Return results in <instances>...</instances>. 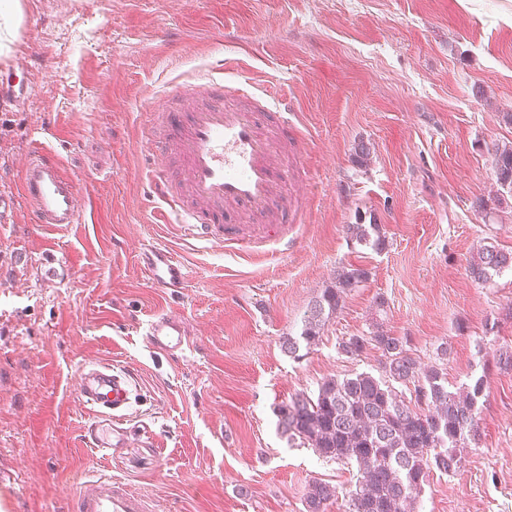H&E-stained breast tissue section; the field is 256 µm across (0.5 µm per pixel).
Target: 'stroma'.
<instances>
[{"instance_id": "35a3bbf8", "label": "stroma", "mask_w": 512, "mask_h": 512, "mask_svg": "<svg viewBox=\"0 0 512 512\" xmlns=\"http://www.w3.org/2000/svg\"><path fill=\"white\" fill-rule=\"evenodd\" d=\"M0 69L32 90L0 101V193L17 188L35 141L54 147L97 205L90 224L0 223V502L66 512L80 481L112 474L155 512H305L309 483L347 489L354 470L288 440L276 410L328 376L379 374L341 339L375 327L444 369L449 389L486 378L478 443L452 475L433 473L418 512H512V272L487 284L466 267L482 244L512 250V210H476L499 185L493 145H512V0H21ZM299 113L307 212L285 253L246 258L160 223L137 175L149 109L218 64ZM370 141L368 165L354 160ZM374 212L389 245L349 239ZM167 248L184 288L151 287L137 253ZM370 277L311 348L290 357L312 300L337 267ZM386 300L377 309L376 296ZM159 311L180 316L188 349L153 352ZM135 379L129 441L92 456L75 396L81 364Z\"/></svg>"}]
</instances>
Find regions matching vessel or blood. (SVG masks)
<instances>
[{
	"instance_id": "vessel-or-blood-1",
	"label": "vessel or blood",
	"mask_w": 512,
	"mask_h": 512,
	"mask_svg": "<svg viewBox=\"0 0 512 512\" xmlns=\"http://www.w3.org/2000/svg\"><path fill=\"white\" fill-rule=\"evenodd\" d=\"M155 127L140 167L145 187L164 223L185 226L189 235L244 257L272 244L287 252L295 244L292 225L300 207L287 192L302 166L305 134L297 114L267 93L223 78L177 84L154 101ZM20 198L32 224H79L88 199L65 173L57 153L36 144L19 174ZM16 197V198H19ZM15 197L0 194V217L16 210ZM139 261L152 287L177 290L185 265L167 249L146 246ZM155 352L182 354L187 346L182 318L159 312L145 327ZM131 375L106 361L82 365L78 398L92 415L88 441L94 454L111 459L124 443ZM70 512H151L127 485L107 475L84 478Z\"/></svg>"
}]
</instances>
